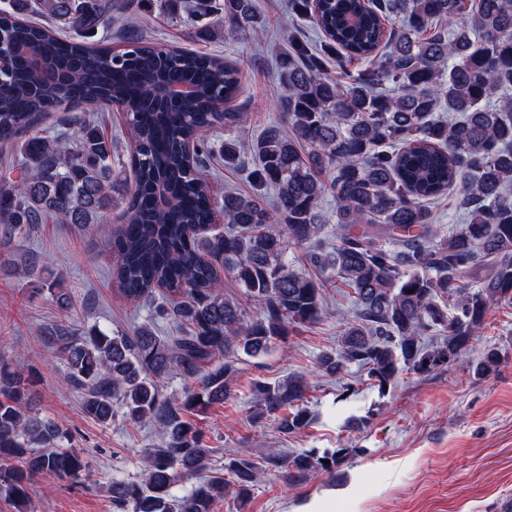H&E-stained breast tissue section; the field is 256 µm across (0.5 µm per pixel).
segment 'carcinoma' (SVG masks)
I'll return each instance as SVG.
<instances>
[{
  "label": "carcinoma",
  "mask_w": 512,
  "mask_h": 512,
  "mask_svg": "<svg viewBox=\"0 0 512 512\" xmlns=\"http://www.w3.org/2000/svg\"><path fill=\"white\" fill-rule=\"evenodd\" d=\"M154 0H9L0 32L20 48L0 85V243L25 239L40 224H71L98 237L112 211V141L79 107L120 103L131 138L132 181L121 225L109 247L112 280L131 303L168 296L151 325L128 336L66 320L50 336L65 360V383L83 395L85 413L112 423L115 407L133 422H151L159 442L146 450L139 481L112 482L119 512H213L233 488L247 497L260 469L230 458L227 474H209L212 449L193 418L232 397L238 368L217 359L232 348L249 357L320 322L327 296L341 288L352 310L338 311L339 343L318 358L321 375L339 377L356 365L383 392L406 369L439 373L462 360L488 311L512 304V0H288V15L311 22L315 40L288 34L280 56L281 110L294 136L271 123L244 145L224 139V163L251 159L259 197L224 194V226L210 223L214 200L195 172L211 165V135L247 124L238 99L243 61L133 40L93 50L84 41L105 21L133 27ZM255 38L284 17L262 0H164ZM33 11L54 24L25 18ZM190 85V96L167 90ZM57 112L70 113V138L44 134ZM460 192L467 223L443 234L428 203ZM335 203L336 244L326 242L322 204ZM195 232L188 233L189 228ZM305 250L317 278L288 267L290 247ZM14 275L36 279L60 309L71 295L41 257L10 260ZM243 288L224 297L220 270ZM484 272L477 288L467 277ZM487 351L475 366L494 372ZM172 374L181 393L162 392ZM33 376L0 363V499L31 512L28 490L44 473L79 479L82 453L61 442L65 432L28 407ZM308 378L257 382V415L281 433L311 422ZM359 453L336 448L274 454L268 463L303 477L332 473ZM196 476L185 496L171 495L181 476Z\"/></svg>",
  "instance_id": "obj_1"
}]
</instances>
